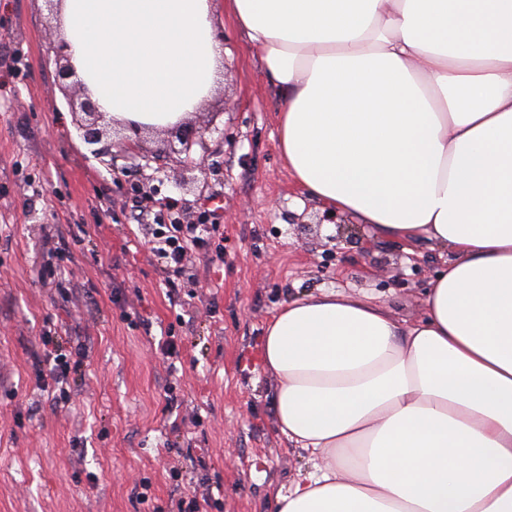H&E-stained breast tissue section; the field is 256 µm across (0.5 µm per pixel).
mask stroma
Wrapping results in <instances>:
<instances>
[{"label":"stroma","instance_id":"obj_1","mask_svg":"<svg viewBox=\"0 0 512 512\" xmlns=\"http://www.w3.org/2000/svg\"><path fill=\"white\" fill-rule=\"evenodd\" d=\"M211 5L226 70L197 118L223 172L186 191L172 167L91 155L65 123L76 91L56 80L46 0H0V512H169L190 489L210 493L207 512H274L306 461L276 428L268 318L333 288L413 322L447 260L356 222L300 229L321 207L278 151L279 89L224 0ZM132 169L156 200L189 202L182 223L209 226L175 290L135 219ZM47 331L88 354L59 407L34 386Z\"/></svg>","mask_w":512,"mask_h":512}]
</instances>
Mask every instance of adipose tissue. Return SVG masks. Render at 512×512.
Masks as SVG:
<instances>
[{
    "instance_id": "1",
    "label": "adipose tissue",
    "mask_w": 512,
    "mask_h": 512,
    "mask_svg": "<svg viewBox=\"0 0 512 512\" xmlns=\"http://www.w3.org/2000/svg\"><path fill=\"white\" fill-rule=\"evenodd\" d=\"M280 91L279 148L325 212L450 252L398 322L323 290L269 320L275 512H512V0H225ZM102 112L166 128L224 62L209 0H62Z\"/></svg>"
}]
</instances>
